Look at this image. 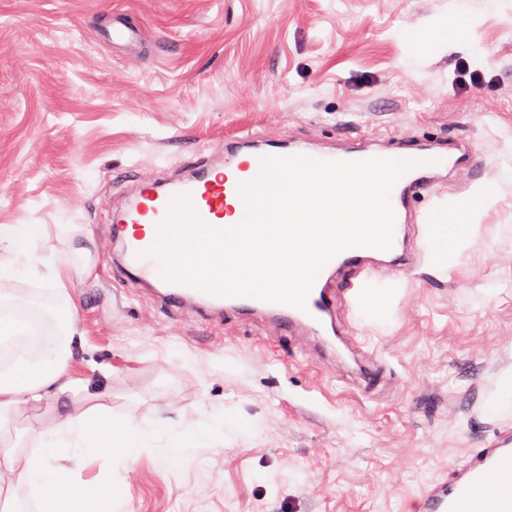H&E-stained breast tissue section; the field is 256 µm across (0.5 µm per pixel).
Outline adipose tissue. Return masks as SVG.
Returning <instances> with one entry per match:
<instances>
[{"instance_id":"adipose-tissue-1","label":"adipose tissue","mask_w":512,"mask_h":512,"mask_svg":"<svg viewBox=\"0 0 512 512\" xmlns=\"http://www.w3.org/2000/svg\"><path fill=\"white\" fill-rule=\"evenodd\" d=\"M40 231L37 224H0V280L43 277L57 297L48 313L53 324L48 330L27 309L18 308L12 296L0 292V421L20 406L46 403L50 389L74 395L81 391L67 374L76 315L68 286L73 276L88 273L91 254L83 252L78 264L51 261L38 269L34 246ZM228 427L224 417L216 416L207 425L179 429L174 444L164 448L163 461L171 465L193 449L210 447ZM163 433L159 425L117 420L111 407L102 403L75 415L54 416L50 430L38 435L30 450L23 438L0 431V472L14 476L5 493L14 496L17 486H25L37 496L40 512H122L123 501L111 483L89 487L75 479L73 464L100 456L128 463L136 448L152 447ZM20 455L25 458L21 465L16 462Z\"/></svg>"}]
</instances>
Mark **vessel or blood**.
I'll use <instances>...</instances> for the list:
<instances>
[{"label":"vessel or blood","mask_w":512,"mask_h":512,"mask_svg":"<svg viewBox=\"0 0 512 512\" xmlns=\"http://www.w3.org/2000/svg\"><path fill=\"white\" fill-rule=\"evenodd\" d=\"M104 36L115 45H132L139 38L136 26L124 12L115 13L111 28ZM303 155L320 160L354 161L387 158L415 161L391 192L395 212L393 244L383 251L374 248H353L334 257L318 274L307 300L306 310L266 302L250 297L214 296L185 284L164 282L161 266L145 252L157 239L158 226L168 213L171 200L188 195L202 221L214 228H223L225 216L242 220L245 205L239 194L241 184L254 180L260 172V160L266 156ZM475 158L470 147L450 143L401 142L395 145H364L341 151H326L304 142L282 147L267 143L261 136L244 132L225 140L224 152L216 159L199 157L177 179L167 183L139 182L126 203L112 214L116 224H133V234L118 233L117 256L132 277L145 284H161L160 296L173 306L194 304L206 315L226 311L261 316L277 322L289 333L314 336L336 334V309L346 298L337 285L341 272L357 277L382 271L391 275L415 267L418 260L419 237L434 239L444 246L459 230L456 207L438 201L437 185L445 177L473 167ZM432 201L425 212L414 210L417 196ZM498 493H490V486ZM512 428L499 430L484 447L472 449L461 464L427 483L418 497L419 512H512Z\"/></svg>","instance_id":"vessel-or-blood-1"}]
</instances>
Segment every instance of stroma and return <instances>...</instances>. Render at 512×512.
<instances>
[{
	"mask_svg": "<svg viewBox=\"0 0 512 512\" xmlns=\"http://www.w3.org/2000/svg\"><path fill=\"white\" fill-rule=\"evenodd\" d=\"M120 9L139 47L100 40ZM345 124L362 140L468 142L479 163L441 183L449 204L463 182L495 184L462 256L379 280L384 317L352 297L347 332L385 369L374 386L268 320L165 307L113 259L127 184L247 129L324 146ZM508 170L512 0H0V224L43 225L37 256L86 247L94 262L69 288L68 372L87 396L21 419L34 436L105 394L118 417L237 424L172 465L165 437L115 471L85 459L78 478L111 476L125 512H418L420 485L504 424L487 402L512 365Z\"/></svg>",
	"mask_w": 512,
	"mask_h": 512,
	"instance_id": "1",
	"label": "stroma"
}]
</instances>
